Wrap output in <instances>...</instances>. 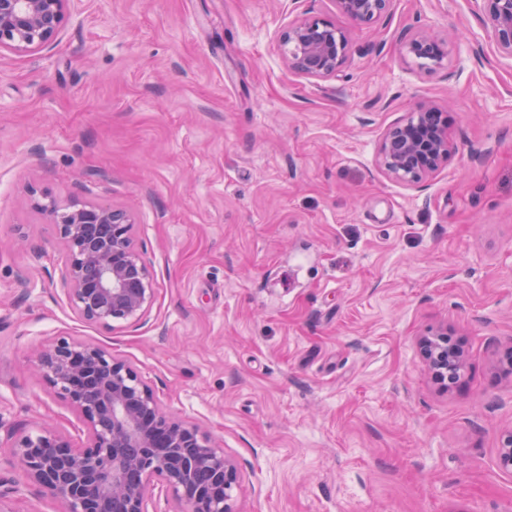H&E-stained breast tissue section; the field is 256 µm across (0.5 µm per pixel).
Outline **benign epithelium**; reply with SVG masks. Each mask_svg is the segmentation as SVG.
Listing matches in <instances>:
<instances>
[{"instance_id": "obj_1", "label": "benign epithelium", "mask_w": 512, "mask_h": 512, "mask_svg": "<svg viewBox=\"0 0 512 512\" xmlns=\"http://www.w3.org/2000/svg\"><path fill=\"white\" fill-rule=\"evenodd\" d=\"M72 0H0V53L35 54L54 45L70 17ZM393 0H335L337 11L357 24L382 18ZM499 52L512 58V0H474ZM286 64L308 79L336 76L349 53L348 32L309 17L280 34ZM408 54L438 66L449 42L421 34L403 38ZM453 146L448 115L419 106L389 127L378 147L379 163L392 178L417 185L448 164ZM54 225L67 261V299L85 321L112 329L136 324L149 312L154 289L143 255L135 248V212L71 199L38 204ZM432 377L459 381L465 351L448 347V329L419 341ZM49 391L68 401L88 428L78 448L58 432L20 433L11 444L28 481L60 501L66 512H146L150 483L171 493L176 512H235L237 464L206 433L165 414L136 370L107 349L60 340L37 357ZM500 469L512 473V428L498 448Z\"/></svg>"}]
</instances>
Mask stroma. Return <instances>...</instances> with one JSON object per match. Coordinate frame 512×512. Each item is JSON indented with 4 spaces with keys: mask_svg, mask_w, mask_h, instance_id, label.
Instances as JSON below:
<instances>
[{
    "mask_svg": "<svg viewBox=\"0 0 512 512\" xmlns=\"http://www.w3.org/2000/svg\"><path fill=\"white\" fill-rule=\"evenodd\" d=\"M349 29L341 71L288 69L283 28ZM452 41L438 67L402 35ZM454 153L422 185L378 165L419 103ZM136 212L154 302L81 320L39 208ZM447 326L462 381L417 345ZM110 349L164 411L240 466L236 512H512L497 466L512 428V59L473 0H394L355 25L334 0H73L52 48L0 55V504L64 512L12 458L11 432L80 415L29 359L58 339Z\"/></svg>",
    "mask_w": 512,
    "mask_h": 512,
    "instance_id": "obj_1",
    "label": "stroma"
}]
</instances>
